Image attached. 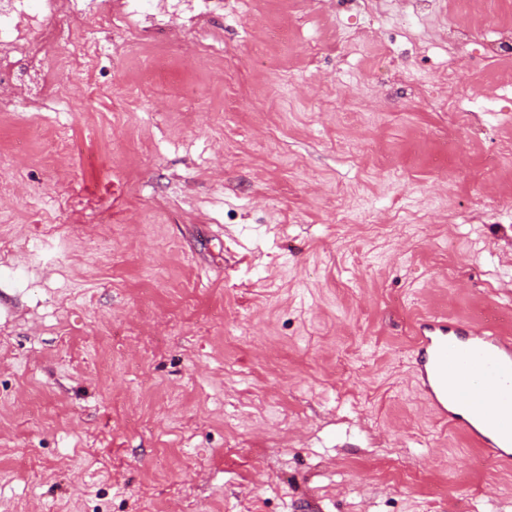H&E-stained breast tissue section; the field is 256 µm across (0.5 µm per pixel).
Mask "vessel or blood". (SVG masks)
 Here are the masks:
<instances>
[{
    "instance_id": "vessel-or-blood-1",
    "label": "vessel or blood",
    "mask_w": 512,
    "mask_h": 512,
    "mask_svg": "<svg viewBox=\"0 0 512 512\" xmlns=\"http://www.w3.org/2000/svg\"><path fill=\"white\" fill-rule=\"evenodd\" d=\"M415 370L433 410L512 466V338L442 316L415 325Z\"/></svg>"
}]
</instances>
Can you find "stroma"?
Wrapping results in <instances>:
<instances>
[{"mask_svg":"<svg viewBox=\"0 0 512 512\" xmlns=\"http://www.w3.org/2000/svg\"><path fill=\"white\" fill-rule=\"evenodd\" d=\"M497 2L452 42L480 0H137L89 72L45 46L0 112V512H512L412 359L430 314L512 335ZM20 86L23 87V95L25 101L29 105H36L43 96V81L40 70L31 65L26 71V77L19 81Z\"/></svg>","mask_w":512,"mask_h":512,"instance_id":"1","label":"stroma"}]
</instances>
